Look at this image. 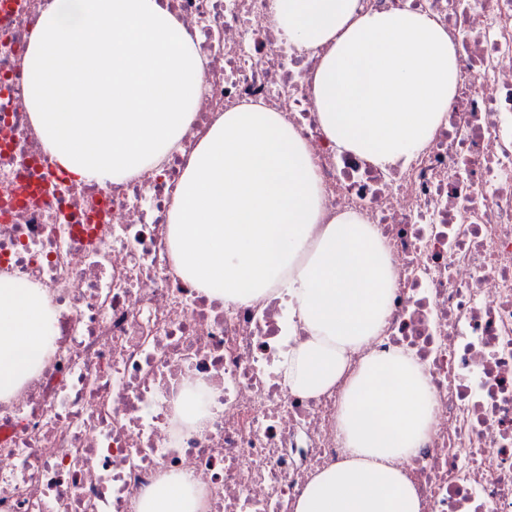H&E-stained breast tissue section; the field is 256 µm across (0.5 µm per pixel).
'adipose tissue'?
Segmentation results:
<instances>
[{"label": "adipose tissue", "instance_id": "1", "mask_svg": "<svg viewBox=\"0 0 512 512\" xmlns=\"http://www.w3.org/2000/svg\"><path fill=\"white\" fill-rule=\"evenodd\" d=\"M297 48L324 54L312 107L337 151L394 167L435 135L457 81L446 29L402 9L360 12L356 0H274ZM25 97L51 159L74 183L154 168L193 118L204 62L166 0H50L26 48ZM322 189L307 143L280 113L227 111L189 155L174 192L172 269L227 303L278 290L309 337L284 356L291 390L341 387L344 461L315 474L295 512H420L398 466L432 424L427 378L400 352L352 355L377 336L394 274L372 225L353 211L322 224ZM46 292L0 276V401L54 350ZM202 488L161 476L138 512H208Z\"/></svg>", "mask_w": 512, "mask_h": 512}]
</instances>
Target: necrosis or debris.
Returning <instances> with one entry per match:
<instances>
[{
    "instance_id": "obj_1",
    "label": "necrosis or debris",
    "mask_w": 512,
    "mask_h": 512,
    "mask_svg": "<svg viewBox=\"0 0 512 512\" xmlns=\"http://www.w3.org/2000/svg\"><path fill=\"white\" fill-rule=\"evenodd\" d=\"M49 0H0V273L44 288L55 350L0 402V512H137L189 473L209 512H294L342 461L340 389L284 388L306 336L285 297L211 298L171 271L167 225L188 153L225 111L278 112L305 139L323 223L358 212L395 274L370 347L420 364L435 419L400 464L421 512H512V0H358L427 13L459 77L434 138L386 170L337 152L311 107L321 51L288 43L273 0H167L206 61L182 153L118 182L73 183L25 107L23 59ZM206 386L199 425L185 392Z\"/></svg>"
}]
</instances>
